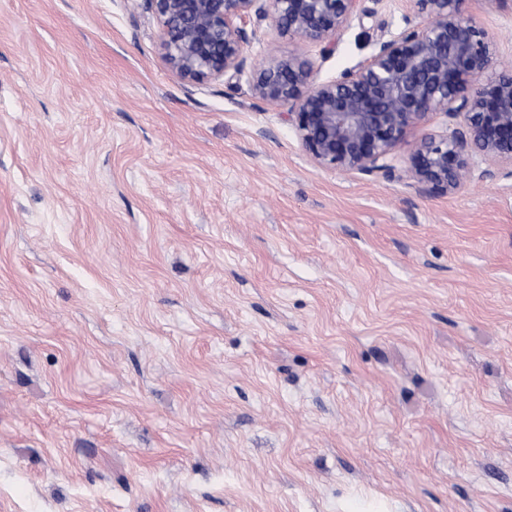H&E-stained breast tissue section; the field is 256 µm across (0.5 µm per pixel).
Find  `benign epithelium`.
<instances>
[{
	"mask_svg": "<svg viewBox=\"0 0 512 512\" xmlns=\"http://www.w3.org/2000/svg\"><path fill=\"white\" fill-rule=\"evenodd\" d=\"M144 2L171 71L189 83L249 74L251 96L287 108L300 145L325 170L392 177L393 155L408 132L443 114L455 127L415 144L406 169L414 185L453 193L477 157L512 177V68L494 69L472 0H409L404 28L326 80L317 79L310 60L276 46L260 63L248 62L258 28L246 23L269 20L279 36L330 53L363 0Z\"/></svg>",
	"mask_w": 512,
	"mask_h": 512,
	"instance_id": "7a95c632",
	"label": "benign epithelium"
}]
</instances>
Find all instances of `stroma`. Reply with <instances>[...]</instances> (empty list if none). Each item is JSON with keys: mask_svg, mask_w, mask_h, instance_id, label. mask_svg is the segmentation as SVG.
Returning a JSON list of instances; mask_svg holds the SVG:
<instances>
[{"mask_svg": "<svg viewBox=\"0 0 512 512\" xmlns=\"http://www.w3.org/2000/svg\"><path fill=\"white\" fill-rule=\"evenodd\" d=\"M327 79L398 32L364 0ZM494 66L512 0H473ZM316 166L141 0H0V512H512V180Z\"/></svg>", "mask_w": 512, "mask_h": 512, "instance_id": "35a3bbf8", "label": "stroma"}]
</instances>
